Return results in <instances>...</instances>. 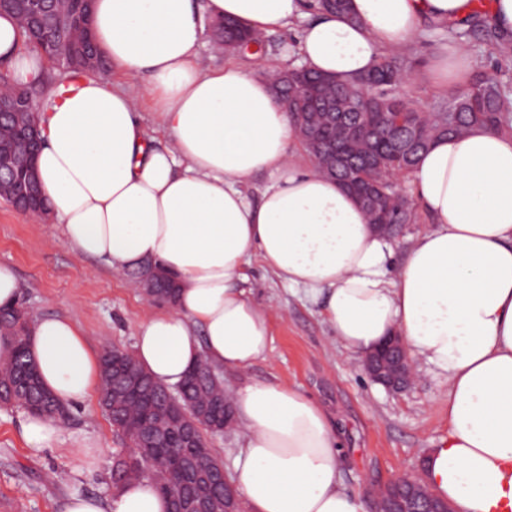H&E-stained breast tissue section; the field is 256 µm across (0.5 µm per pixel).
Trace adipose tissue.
Returning <instances> with one entry per match:
<instances>
[{
    "instance_id": "obj_1",
    "label": "adipose tissue",
    "mask_w": 512,
    "mask_h": 512,
    "mask_svg": "<svg viewBox=\"0 0 512 512\" xmlns=\"http://www.w3.org/2000/svg\"><path fill=\"white\" fill-rule=\"evenodd\" d=\"M475 0H349L345 16L309 19L307 0H94L100 53L124 75L150 76L163 145L146 134L139 103L101 78L73 75L33 111L37 168L50 216L73 249L131 271L159 263L178 281L170 308L140 324L133 356L175 386L199 359L244 369L267 358L270 313L242 288L252 257L293 288L322 299L345 350L363 356L401 336L410 357L448 383L447 439L429 449L423 480L454 512H512V137L475 129L437 139L411 173L428 229L390 272L391 239L356 199L299 166L296 131L270 81L229 62H197L205 18L254 31L302 23L290 57L349 81L415 40L425 22L470 14ZM0 63L27 82L46 68L0 14ZM466 47L438 45L430 73L448 90L470 83ZM272 176L258 202L242 187ZM29 346L42 384L62 404L92 399L99 356L64 317L33 318ZM243 441L232 483L247 512H371L344 487L339 441L323 408L278 383L232 395ZM58 420L24 412L26 448L53 447ZM148 481L121 492L70 496L64 512H168Z\"/></svg>"
}]
</instances>
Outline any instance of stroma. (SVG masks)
<instances>
[{
	"label": "stroma",
	"mask_w": 512,
	"mask_h": 512,
	"mask_svg": "<svg viewBox=\"0 0 512 512\" xmlns=\"http://www.w3.org/2000/svg\"><path fill=\"white\" fill-rule=\"evenodd\" d=\"M441 41L438 30L429 27L406 49L416 60L407 96L427 110L444 97L428 76L433 49ZM0 264L14 268L21 300L32 316L74 319L100 352L132 350L141 320L155 306L134 278L79 255L59 225L30 223L2 199ZM245 274L246 292L272 312L270 350L245 370H222L225 388L276 382L320 403L339 436L347 489L370 493L401 474H421L428 449L448 435L445 381L420 363L411 388L388 392L368 378L359 359L337 346L320 301L283 284L260 259H253ZM21 420L20 410L0 409V512H64L70 495L96 494L111 485L112 459L127 442L116 435L99 402L69 406L62 437L53 449L36 455L23 443ZM71 432L102 440L95 474L73 476L67 452Z\"/></svg>",
	"instance_id": "35a3bbf8"
}]
</instances>
